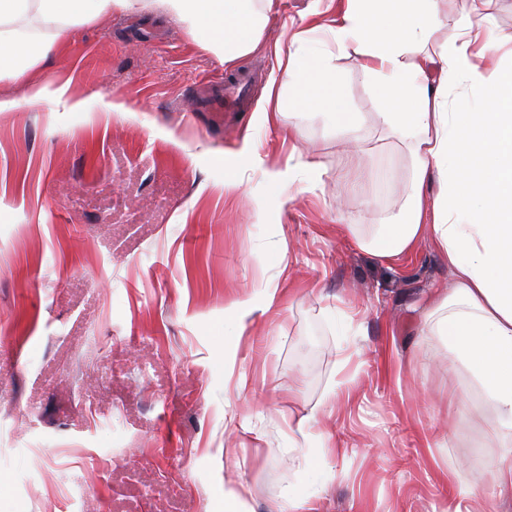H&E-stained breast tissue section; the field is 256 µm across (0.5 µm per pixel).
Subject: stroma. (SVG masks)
Returning a JSON list of instances; mask_svg holds the SVG:
<instances>
[{
  "label": "stroma",
  "instance_id": "35a3bbf8",
  "mask_svg": "<svg viewBox=\"0 0 512 512\" xmlns=\"http://www.w3.org/2000/svg\"><path fill=\"white\" fill-rule=\"evenodd\" d=\"M315 7L280 0L231 68L168 16L116 14L28 83L0 80V98L49 82L85 102L0 112V512H455L466 485L470 512H512L485 474L490 416L449 407L454 390L481 398L425 324L447 260L429 238L382 258L345 227L398 222L412 176L355 46L336 69L358 177L327 115L301 113L299 139L264 120L274 45ZM243 74L247 104L214 126L203 88ZM248 139L270 167L309 151L321 186L278 202L254 169L225 190Z\"/></svg>",
  "mask_w": 512,
  "mask_h": 512
}]
</instances>
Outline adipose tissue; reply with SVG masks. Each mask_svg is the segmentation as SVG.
<instances>
[{"mask_svg": "<svg viewBox=\"0 0 512 512\" xmlns=\"http://www.w3.org/2000/svg\"><path fill=\"white\" fill-rule=\"evenodd\" d=\"M449 41H434L440 0H347L323 29L296 32L277 49L281 82L266 93L269 122L316 111L345 130L353 114L336 78V54L359 45L360 67L382 110L379 122L410 151L414 170L402 222L361 236L384 258L432 237L455 274L429 314L448 346L449 369L464 368L492 411L503 452L485 464L489 481L512 494V35L492 23V0H467ZM160 10L225 66L254 52L277 0H0V79H27L77 24L137 10ZM475 88L476 107L450 101L449 85ZM321 167L293 151L269 170L273 195L315 187Z\"/></svg>", "mask_w": 512, "mask_h": 512, "instance_id": "adipose-tissue-1", "label": "adipose tissue"}]
</instances>
